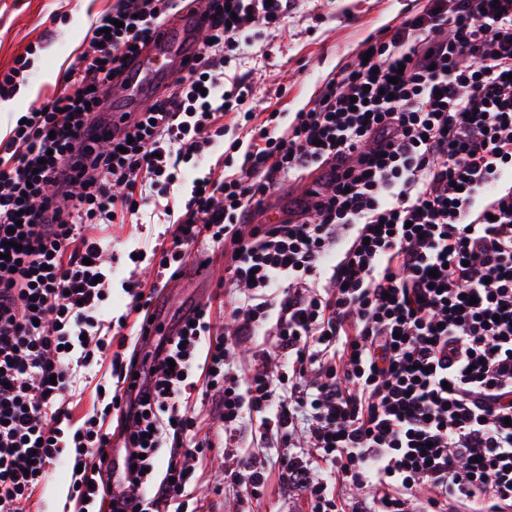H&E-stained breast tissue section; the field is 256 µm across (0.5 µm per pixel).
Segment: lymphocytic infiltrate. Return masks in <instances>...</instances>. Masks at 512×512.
<instances>
[{
    "mask_svg": "<svg viewBox=\"0 0 512 512\" xmlns=\"http://www.w3.org/2000/svg\"><path fill=\"white\" fill-rule=\"evenodd\" d=\"M176 6L116 0L63 91L0 139V512H19L63 459L79 502L107 479L112 512L186 497L210 445L179 410L197 391L226 428L287 443L304 429L309 452L287 446L277 471L308 512H345L346 486L372 489L359 512H512V0H425L368 37L285 128L248 107L250 84L223 76L294 0H209L191 68L100 148L103 97ZM226 136L241 165L170 205L182 165ZM319 169L323 189L292 218L243 232L281 180ZM148 187L169 235L153 282L130 284L139 337L177 264L224 244L238 335L274 320L288 371L239 375L211 305L198 306L151 372L118 366L126 456L105 473L87 457L111 439L97 412L74 416L73 369L109 347L97 315L112 279L94 230L138 215Z\"/></svg>",
    "mask_w": 512,
    "mask_h": 512,
    "instance_id": "obj_1",
    "label": "lymphocytic infiltrate"
}]
</instances>
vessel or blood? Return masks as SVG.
I'll use <instances>...</instances> for the list:
<instances>
[{"label": "vessel or blood", "instance_id": "b4317fda", "mask_svg": "<svg viewBox=\"0 0 512 512\" xmlns=\"http://www.w3.org/2000/svg\"><path fill=\"white\" fill-rule=\"evenodd\" d=\"M200 35L199 11L192 5L162 26L149 50L128 62L123 82L113 86L109 95L113 120H120L123 113L138 111L144 101L155 97L158 89L170 84L185 61L196 55Z\"/></svg>", "mask_w": 512, "mask_h": 512}]
</instances>
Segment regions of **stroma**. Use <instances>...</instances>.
Returning <instances> with one entry per match:
<instances>
[{
    "label": "stroma",
    "mask_w": 512,
    "mask_h": 512,
    "mask_svg": "<svg viewBox=\"0 0 512 512\" xmlns=\"http://www.w3.org/2000/svg\"><path fill=\"white\" fill-rule=\"evenodd\" d=\"M113 0H0V71L7 70L19 55L36 48L29 83L0 104V138L7 137L18 116L46 101L63 88L64 74L77 64L89 46L99 16ZM421 0H298L282 27L261 28L250 43L241 45L240 58L232 62L230 74L246 75L253 87V109L298 111L317 95L326 77L355 57L371 33L394 25L400 17L417 10ZM164 224L132 223L102 226L98 235L112 252V291L102 309L103 320H114L131 307L124 292L129 277L150 281L156 274L152 249L161 241ZM142 253L132 262L131 251ZM210 264L200 269L195 257H187L180 277L169 287L158 289L152 311L158 330L148 341L131 335L113 341L111 358L138 356L150 363L158 344L175 330L189 309L221 298L223 308L235 304V294H219L217 283L224 276L228 255L220 247H207ZM239 374L274 369L280 361L272 331L240 339L237 348ZM200 434L214 438L195 464V481L187 498V512H307L300 492L281 485L275 467H268V480L258 495L244 486L225 482L224 474L237 469L241 459L275 460L270 440L243 430L235 435L221 432L211 397L195 398L188 406ZM71 469L58 463L43 489L24 512H79V504L68 493Z\"/></svg>",
    "instance_id": "stroma-1"
}]
</instances>
